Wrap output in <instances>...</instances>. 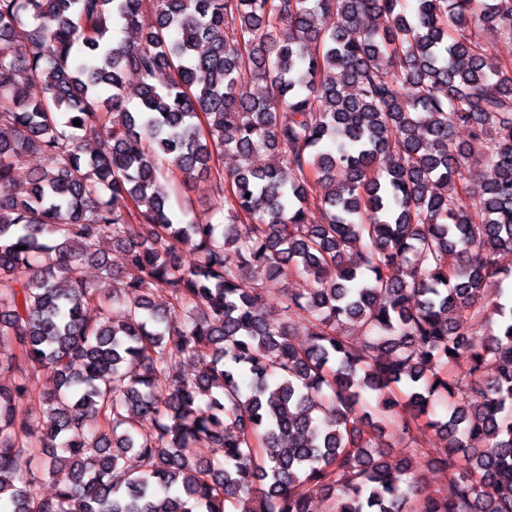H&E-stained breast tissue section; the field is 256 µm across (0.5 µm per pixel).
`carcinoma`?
<instances>
[{
  "label": "carcinoma",
  "mask_w": 512,
  "mask_h": 512,
  "mask_svg": "<svg viewBox=\"0 0 512 512\" xmlns=\"http://www.w3.org/2000/svg\"><path fill=\"white\" fill-rule=\"evenodd\" d=\"M404 2L0 0L5 512H309L322 492L333 512H512V76L472 36L512 39V0ZM29 153L53 170L24 177ZM476 154L496 173L470 210ZM196 172L223 204L184 222L161 179ZM295 273L313 287L269 317L257 278ZM389 422L443 436L447 491L416 475L422 438L393 457Z\"/></svg>",
  "instance_id": "carcinoma-1"
}]
</instances>
